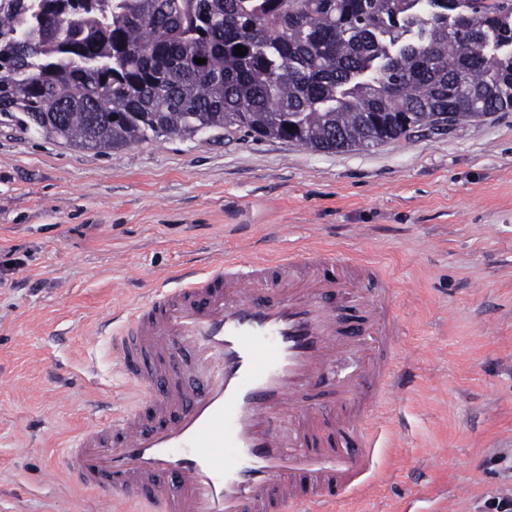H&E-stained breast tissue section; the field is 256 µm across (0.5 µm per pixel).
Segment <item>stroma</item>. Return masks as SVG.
<instances>
[{
  "label": "stroma",
  "mask_w": 512,
  "mask_h": 512,
  "mask_svg": "<svg viewBox=\"0 0 512 512\" xmlns=\"http://www.w3.org/2000/svg\"><path fill=\"white\" fill-rule=\"evenodd\" d=\"M280 246L375 262L413 354L342 512L512 498V112L337 153L243 131L84 150L0 123V512H92L62 456L125 401L113 309Z\"/></svg>",
  "instance_id": "35a3bbf8"
}]
</instances>
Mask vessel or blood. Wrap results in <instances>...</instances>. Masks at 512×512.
Wrapping results in <instances>:
<instances>
[{"mask_svg":"<svg viewBox=\"0 0 512 512\" xmlns=\"http://www.w3.org/2000/svg\"><path fill=\"white\" fill-rule=\"evenodd\" d=\"M336 265L321 250L214 254L125 308L110 352L128 404L63 458L96 512H328L370 488L403 325L386 277L357 265V325L377 346L336 377Z\"/></svg>","mask_w":512,"mask_h":512,"instance_id":"b4317fda","label":"vessel or blood"}]
</instances>
